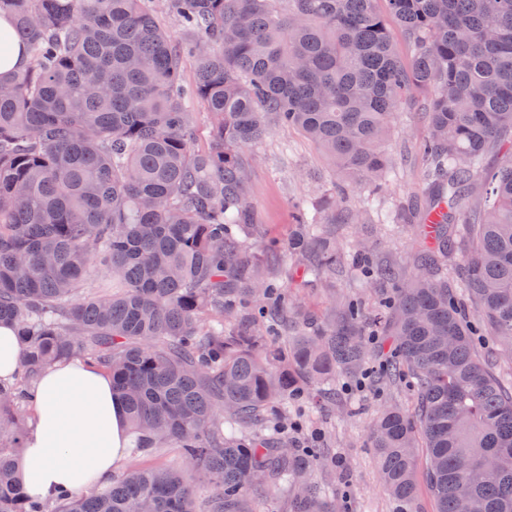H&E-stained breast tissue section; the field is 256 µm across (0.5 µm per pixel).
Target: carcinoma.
Segmentation results:
<instances>
[{
  "label": "carcinoma",
  "instance_id": "1",
  "mask_svg": "<svg viewBox=\"0 0 512 512\" xmlns=\"http://www.w3.org/2000/svg\"><path fill=\"white\" fill-rule=\"evenodd\" d=\"M167 0L190 38L173 42L154 0H0L28 61L0 84V323L25 351L0 382V512H338L315 482L320 456L280 437L288 405L336 400L381 336L383 378L414 381L415 415L371 423L396 512H417L415 448L438 512H512V383L474 346L469 310L512 356V0ZM411 60L396 54L391 25ZM190 67L192 88L182 83ZM428 90L421 264L406 275L362 244L336 242L348 188L377 190L396 111ZM212 117L194 151L193 105ZM300 133L345 178L288 240L309 283L342 267L389 288L367 318L354 298L308 316L255 233L244 148L268 119ZM506 161L486 169L489 152ZM111 285L80 294L94 270ZM90 356L112 375L131 453L179 449L159 467L64 494L29 496L16 472V416L45 366ZM215 492L198 505L195 477Z\"/></svg>",
  "mask_w": 512,
  "mask_h": 512
}]
</instances>
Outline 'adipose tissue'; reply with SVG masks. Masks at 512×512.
Segmentation results:
<instances>
[{
    "instance_id": "ef3b65f1",
    "label": "adipose tissue",
    "mask_w": 512,
    "mask_h": 512,
    "mask_svg": "<svg viewBox=\"0 0 512 512\" xmlns=\"http://www.w3.org/2000/svg\"><path fill=\"white\" fill-rule=\"evenodd\" d=\"M32 395V423L17 459L26 492L51 500L110 480L131 442L110 374L74 358L42 370Z\"/></svg>"
}]
</instances>
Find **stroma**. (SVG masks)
Wrapping results in <instances>:
<instances>
[{"label":"stroma","instance_id":"35a3bbf8","mask_svg":"<svg viewBox=\"0 0 512 512\" xmlns=\"http://www.w3.org/2000/svg\"><path fill=\"white\" fill-rule=\"evenodd\" d=\"M427 136L426 118L417 104L402 105L386 146L387 152L398 161L399 175L381 197L388 206L410 209L412 217L395 224L388 233L383 228L373 229L364 224L337 225L336 238L342 247H350L362 238L374 254L390 255L405 271L415 270L423 182V163L418 148ZM243 155L250 165L248 197L261 229L254 240L258 246H284L292 228L293 200L304 197L321 202L335 193L343 181L340 172L324 161L313 144L275 123L270 124L260 142L245 148ZM295 268L293 259L281 256L277 266L280 281L288 285L302 308L326 313L336 296L357 298L370 312L379 305L382 290L375 283L344 276L337 278L331 291L326 292L302 282L295 276ZM386 359L385 353L372 352L361 377L337 379L336 387L345 400L343 406L323 410L315 403L303 402L288 410L289 421L300 424L299 429L288 432L290 445L307 449L318 444L335 453V461H324L316 478L330 483L346 512L394 510V501L384 490L378 472L370 424L380 405L386 402L410 411L413 396L405 385L391 391L376 385L375 378L385 367Z\"/></svg>","mask_w":512,"mask_h":512}]
</instances>
